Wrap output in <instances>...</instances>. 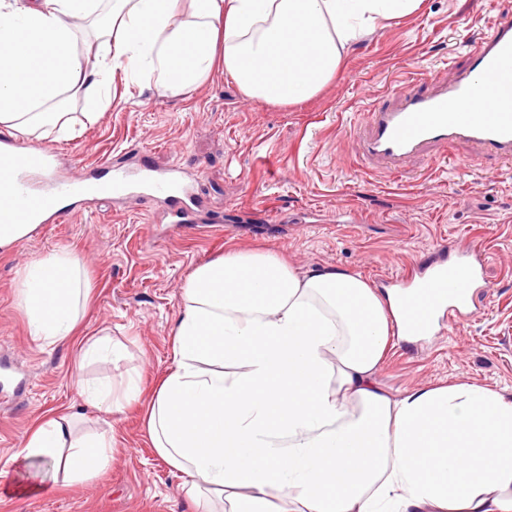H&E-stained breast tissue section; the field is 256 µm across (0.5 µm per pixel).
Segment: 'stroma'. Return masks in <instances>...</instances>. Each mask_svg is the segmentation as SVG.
Here are the masks:
<instances>
[{
  "instance_id": "1",
  "label": "stroma",
  "mask_w": 512,
  "mask_h": 512,
  "mask_svg": "<svg viewBox=\"0 0 512 512\" xmlns=\"http://www.w3.org/2000/svg\"><path fill=\"white\" fill-rule=\"evenodd\" d=\"M512 0H422L352 45L319 94L279 108L242 95L223 69L184 96H161L115 73L102 117L45 140L64 175L177 165L197 173L188 227L159 221L163 202L107 198L44 224L0 250V458L41 415L79 407V432L108 430L112 462L93 482L56 484L0 501V512H195L180 476L143 435L138 406L107 413L82 386L136 375L144 394L173 365L180 287L226 248L264 249L303 271L339 268L374 287L417 277L465 246H487L480 313L430 338L397 341L381 365L388 388L468 379L512 393V163L458 143L388 171L363 155L368 114L401 76L445 78L466 66L471 41ZM471 159L469 168L456 164ZM71 252L92 289L79 334L119 344L124 359L81 361L77 346L30 336L16 300L22 269Z\"/></svg>"
}]
</instances>
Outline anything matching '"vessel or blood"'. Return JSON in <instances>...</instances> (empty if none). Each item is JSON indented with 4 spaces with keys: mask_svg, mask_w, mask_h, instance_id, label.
<instances>
[{
    "mask_svg": "<svg viewBox=\"0 0 512 512\" xmlns=\"http://www.w3.org/2000/svg\"><path fill=\"white\" fill-rule=\"evenodd\" d=\"M457 142L479 145L512 161V13L495 19L470 49L467 66L448 81L401 86L390 106L371 112L364 153L397 167L431 148ZM0 167L10 175L0 207V222L6 224H53L66 215L67 202H91L110 192L176 201L169 218L179 224L194 199L191 179L177 167L163 172L117 170L106 188L93 179L60 178L50 152L41 148H0ZM486 257L484 249L467 250L462 260L429 278L418 297L446 301L449 320L473 316Z\"/></svg>",
    "mask_w": 512,
    "mask_h": 512,
    "instance_id": "vessel-or-blood-1",
    "label": "vessel or blood"
}]
</instances>
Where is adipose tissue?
Returning a JSON list of instances; mask_svg holds the SVG:
<instances>
[{
    "label": "adipose tissue",
    "mask_w": 512,
    "mask_h": 512,
    "mask_svg": "<svg viewBox=\"0 0 512 512\" xmlns=\"http://www.w3.org/2000/svg\"><path fill=\"white\" fill-rule=\"evenodd\" d=\"M422 0H0V137L69 136L65 95L95 121L115 72L184 95L223 64L247 98L287 107L319 94L344 55ZM97 50L77 49L75 19ZM72 253L41 260L17 292L31 336L75 338L89 288ZM174 365L145 435L195 502L224 512H512V395L461 380L388 391L390 336L413 339L395 290L338 269L302 272L265 250L227 249L181 286ZM40 417L0 461L35 470L10 497L96 479L111 437Z\"/></svg>",
    "instance_id": "1"
}]
</instances>
